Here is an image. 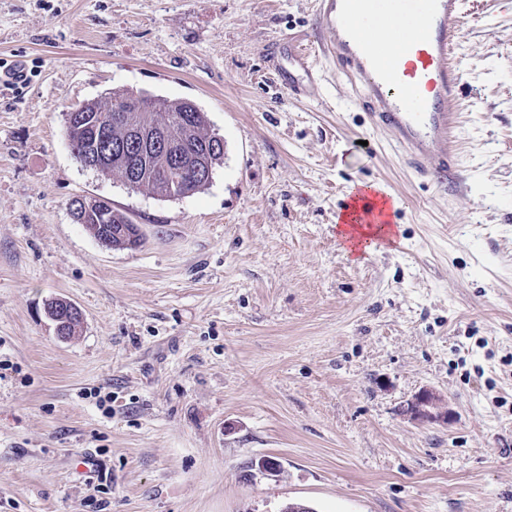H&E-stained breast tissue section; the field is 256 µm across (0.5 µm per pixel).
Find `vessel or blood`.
I'll list each match as a JSON object with an SVG mask.
<instances>
[{"label": "vessel or blood", "mask_w": 512, "mask_h": 512, "mask_svg": "<svg viewBox=\"0 0 512 512\" xmlns=\"http://www.w3.org/2000/svg\"><path fill=\"white\" fill-rule=\"evenodd\" d=\"M328 41L283 38L268 54L275 87L287 98L313 93L328 56L347 77L355 109L392 134L408 165L436 184L459 177L457 105L463 73L453 58L461 39L460 0H318ZM394 24L403 36L384 44L370 30ZM351 224H392L398 211L387 187L357 185L342 203Z\"/></svg>", "instance_id": "b4317fda"}]
</instances>
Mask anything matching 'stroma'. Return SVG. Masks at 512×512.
<instances>
[{"label":"stroma","instance_id":"stroma-1","mask_svg":"<svg viewBox=\"0 0 512 512\" xmlns=\"http://www.w3.org/2000/svg\"><path fill=\"white\" fill-rule=\"evenodd\" d=\"M462 2L465 180L440 188L329 60L316 96L278 94L266 52L319 39L316 0H0V70L29 76L0 86V512H512V0ZM126 89L206 112L209 186L75 159L66 112ZM358 182L400 212L373 257L338 221ZM75 198L142 244L96 240ZM423 389L449 422L407 413ZM78 199H73L69 205L75 223L83 224L97 240L105 236L106 241L109 240L110 248L114 250L133 249L126 247L125 243L130 239L136 228L140 230L138 224H133L125 214L112 209L108 201L100 200L101 202L98 205L95 199L86 198L83 200L84 207L85 210H92L90 213L83 210L82 207L76 206ZM47 313L55 322L59 324L57 335L63 339H69L74 336L77 327L81 324V314L78 308L65 299H55L48 303Z\"/></svg>","mask_w":512,"mask_h":512}]
</instances>
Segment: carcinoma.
I'll return each mask as SVG.
<instances>
[{
    "mask_svg": "<svg viewBox=\"0 0 512 512\" xmlns=\"http://www.w3.org/2000/svg\"><path fill=\"white\" fill-rule=\"evenodd\" d=\"M129 97L131 92L126 91L114 95L107 104L98 101L87 102L68 112L70 119L66 120L67 132L75 157L94 155L104 165V174H112L125 182L128 171L139 166L138 158L133 156L124 159L113 153V150L127 141L133 126L148 123L164 126L172 137L185 141L188 149L195 154L197 162L212 168L222 162L224 152L212 151V142L218 135L209 132L206 113L193 102L183 99L148 94L143 99L145 111L125 113L124 120L112 122L107 140L92 141L91 130L81 122L84 115L97 114L106 120L112 114V106L116 103L123 104ZM166 162L167 158L162 152L154 153L146 165L139 166L141 170L136 179L129 183V187L154 197L171 199L194 194L209 185L207 180L194 178L190 170L173 183L159 178V173L165 168ZM69 209L75 223L83 225L94 238L109 240L114 250L126 249L125 243L138 228L129 217L112 209L111 204L105 200L91 212L83 210L74 200L71 201ZM47 313L60 325L57 335L63 339L75 335L77 327L81 324L78 308L65 299L49 302Z\"/></svg>",
    "mask_w": 512,
    "mask_h": 512,
    "instance_id": "cac0c4a2",
    "label": "carcinoma"
}]
</instances>
